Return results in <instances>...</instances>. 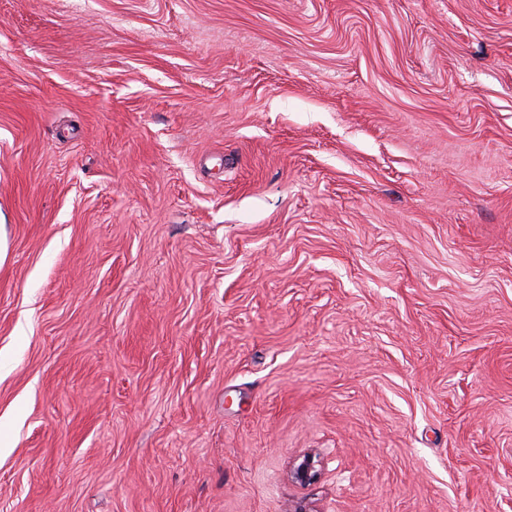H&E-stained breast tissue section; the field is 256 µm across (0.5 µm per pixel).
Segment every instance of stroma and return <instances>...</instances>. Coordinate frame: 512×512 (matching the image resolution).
<instances>
[{
	"mask_svg": "<svg viewBox=\"0 0 512 512\" xmlns=\"http://www.w3.org/2000/svg\"><path fill=\"white\" fill-rule=\"evenodd\" d=\"M0 229V512H512V0H0ZM318 462L311 454L298 458L291 469L292 480L304 486L314 482L319 475Z\"/></svg>",
	"mask_w": 512,
	"mask_h": 512,
	"instance_id": "stroma-1",
	"label": "stroma"
}]
</instances>
